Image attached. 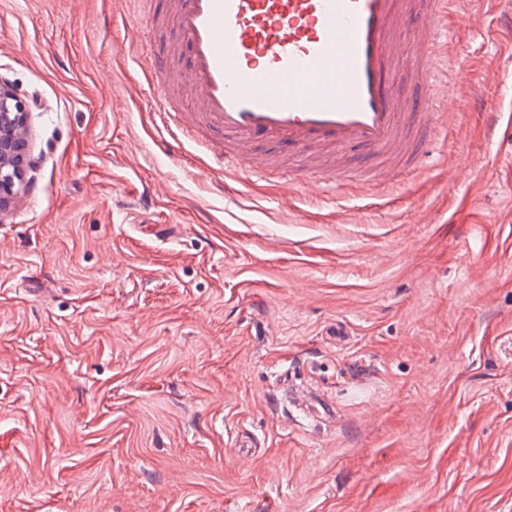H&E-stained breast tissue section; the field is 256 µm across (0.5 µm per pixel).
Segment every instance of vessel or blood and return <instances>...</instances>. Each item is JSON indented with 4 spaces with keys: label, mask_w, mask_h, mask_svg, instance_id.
<instances>
[{
    "label": "vessel or blood",
    "mask_w": 512,
    "mask_h": 512,
    "mask_svg": "<svg viewBox=\"0 0 512 512\" xmlns=\"http://www.w3.org/2000/svg\"><path fill=\"white\" fill-rule=\"evenodd\" d=\"M172 10L194 111L178 106L151 41L144 69L177 139L204 132L216 145L205 168L219 188L227 168L251 169V152L264 144L300 153L315 145L358 148L381 180L417 169L448 99L439 65L450 30L476 22L456 0H173ZM405 30L423 96L416 114L388 89Z\"/></svg>",
    "instance_id": "obj_1"
}]
</instances>
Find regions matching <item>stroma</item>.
<instances>
[{
  "label": "stroma",
  "mask_w": 512,
  "mask_h": 512,
  "mask_svg": "<svg viewBox=\"0 0 512 512\" xmlns=\"http://www.w3.org/2000/svg\"><path fill=\"white\" fill-rule=\"evenodd\" d=\"M170 5L0 0L40 160L0 218V512H512V0H470L416 172L354 151L364 194L288 199L159 149L129 43Z\"/></svg>",
  "instance_id": "35a3bbf8"
}]
</instances>
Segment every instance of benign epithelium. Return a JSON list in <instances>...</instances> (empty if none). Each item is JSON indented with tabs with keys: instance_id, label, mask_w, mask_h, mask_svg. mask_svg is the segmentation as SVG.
I'll return each mask as SVG.
<instances>
[{
	"instance_id": "1",
	"label": "benign epithelium",
	"mask_w": 512,
	"mask_h": 512,
	"mask_svg": "<svg viewBox=\"0 0 512 512\" xmlns=\"http://www.w3.org/2000/svg\"><path fill=\"white\" fill-rule=\"evenodd\" d=\"M25 103L14 85L0 75V217L13 195L15 177L35 171L39 160L24 154L23 138L14 137V125L25 129Z\"/></svg>"
}]
</instances>
